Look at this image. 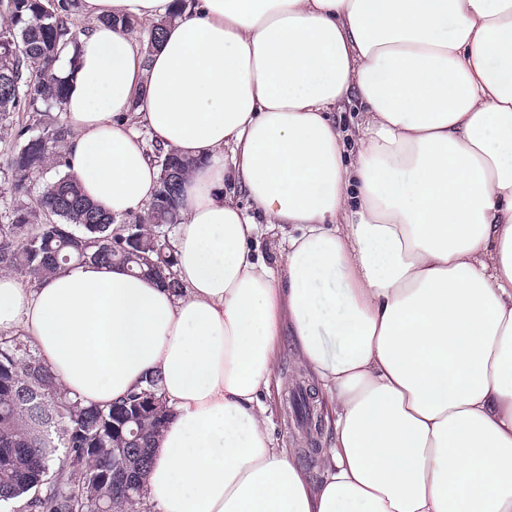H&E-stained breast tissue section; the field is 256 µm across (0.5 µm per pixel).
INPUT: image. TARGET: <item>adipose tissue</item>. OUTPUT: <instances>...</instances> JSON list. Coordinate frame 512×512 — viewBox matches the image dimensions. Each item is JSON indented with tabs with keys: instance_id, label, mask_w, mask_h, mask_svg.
<instances>
[{
	"instance_id": "obj_1",
	"label": "adipose tissue",
	"mask_w": 512,
	"mask_h": 512,
	"mask_svg": "<svg viewBox=\"0 0 512 512\" xmlns=\"http://www.w3.org/2000/svg\"><path fill=\"white\" fill-rule=\"evenodd\" d=\"M171 5L80 0L54 70L66 170L113 217L152 200L151 145L197 160L179 289L0 272V329L86 405L159 374L155 512H512V0H187L148 55L101 22ZM286 330L335 416L317 482L264 401ZM332 113V118L336 124L346 130H353L362 120L364 106L355 97L349 102L345 101L340 109ZM281 239L282 235L278 228L266 230L261 238L260 251L270 263L283 266L284 260L279 248Z\"/></svg>"
}]
</instances>
